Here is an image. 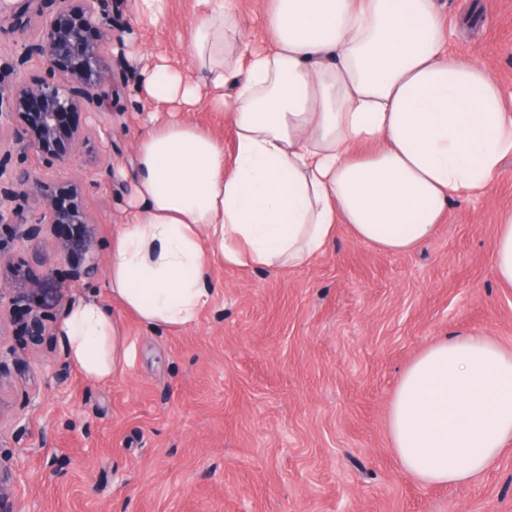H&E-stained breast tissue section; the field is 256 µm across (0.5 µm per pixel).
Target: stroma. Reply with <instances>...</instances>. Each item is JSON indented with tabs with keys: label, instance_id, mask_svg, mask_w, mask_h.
<instances>
[{
	"label": "stroma",
	"instance_id": "stroma-1",
	"mask_svg": "<svg viewBox=\"0 0 512 512\" xmlns=\"http://www.w3.org/2000/svg\"><path fill=\"white\" fill-rule=\"evenodd\" d=\"M114 0L125 84L106 124L112 166L89 141L57 183L91 182L86 206L107 261L145 130L147 56H183L193 0L137 27ZM450 48L477 56L512 96V0H439ZM512 210V159L480 197L453 202L434 237L386 254L340 226L328 250L284 273L214 261L211 307L158 333L117 318L129 365L86 381L61 340L14 353L0 388V459L26 512H512V449L465 486L423 485L391 446L389 405L405 367L442 336L478 333L512 349V284L496 278V225Z\"/></svg>",
	"mask_w": 512,
	"mask_h": 512
}]
</instances>
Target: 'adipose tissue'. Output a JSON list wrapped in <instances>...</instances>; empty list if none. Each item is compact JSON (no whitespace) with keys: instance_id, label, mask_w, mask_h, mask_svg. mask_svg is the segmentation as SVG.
<instances>
[{"instance_id":"adipose-tissue-1","label":"adipose tissue","mask_w":512,"mask_h":512,"mask_svg":"<svg viewBox=\"0 0 512 512\" xmlns=\"http://www.w3.org/2000/svg\"><path fill=\"white\" fill-rule=\"evenodd\" d=\"M262 26L268 40L253 44L233 0H194L182 62L144 68L111 301L71 302L58 329L88 381L128 360L112 305L150 330L192 327L214 300L213 257L305 267L340 224L381 252L412 251L512 158V102L490 65L449 51L438 0H272ZM201 106L223 113L232 150L189 120ZM387 427L405 474L470 484L512 447V351L479 334L430 344Z\"/></svg>"}]
</instances>
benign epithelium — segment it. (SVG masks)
I'll return each instance as SVG.
<instances>
[{
	"label": "benign epithelium",
	"mask_w": 512,
	"mask_h": 512,
	"mask_svg": "<svg viewBox=\"0 0 512 512\" xmlns=\"http://www.w3.org/2000/svg\"><path fill=\"white\" fill-rule=\"evenodd\" d=\"M25 4L26 24L18 30L20 53L8 76L0 74V140L21 155L46 159L37 171L11 172L0 167V231L14 239L42 233L55 235L53 258L34 270L15 262L0 246V329L6 321L41 345L54 335L58 314L72 301L71 284L100 272L95 222L87 210L86 186L55 187L53 173L70 165L74 155L95 135L104 166L112 165L107 143L112 129L102 111L112 107L119 80L112 69V0H0V28ZM38 62L45 75L30 82L20 76ZM82 113L81 126L66 123ZM77 224V236L56 235ZM0 512H24L17 504L10 469L0 463Z\"/></svg>",
	"instance_id": "obj_1"
}]
</instances>
